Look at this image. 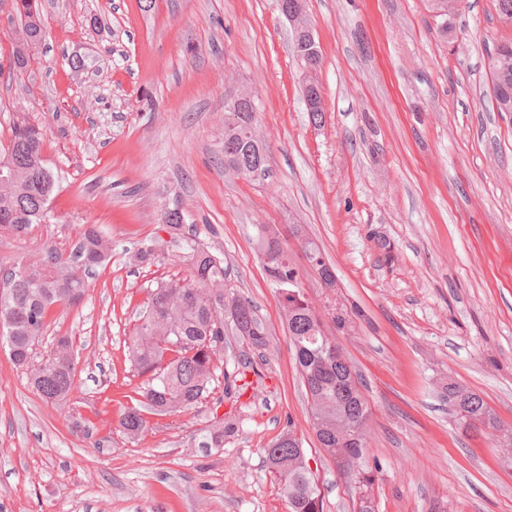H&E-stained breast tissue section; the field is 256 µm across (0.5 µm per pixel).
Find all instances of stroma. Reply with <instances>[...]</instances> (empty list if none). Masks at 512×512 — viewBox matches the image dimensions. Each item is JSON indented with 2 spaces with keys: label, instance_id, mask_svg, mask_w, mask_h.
I'll return each instance as SVG.
<instances>
[{
  "label": "stroma",
  "instance_id": "obj_1",
  "mask_svg": "<svg viewBox=\"0 0 512 512\" xmlns=\"http://www.w3.org/2000/svg\"><path fill=\"white\" fill-rule=\"evenodd\" d=\"M48 36L28 67H10L16 20L0 6V141L14 117L41 126L58 175L52 223L0 241V262L67 250L82 225L112 241V261L61 306L36 345L71 337L79 389L43 400L0 349V512H288L266 450L302 440L324 512H357L307 417L279 294L257 228L299 224L324 251L336 288L314 275L316 306L351 315L332 336L360 377L372 418L374 512H512V452L463 432L442 389L456 381L512 423V112L498 111L488 53L512 41L496 0H461L452 31L428 0H307L322 56L314 73L325 122L314 126L304 69L277 0H43ZM80 57L86 67L71 69ZM256 106L264 175L224 165V116L240 90ZM221 255L271 343L251 354L241 397L150 416L120 432L145 377L127 346L147 288L185 276L162 224ZM152 246L151 264L128 256ZM391 262H384V253ZM238 437L203 448L213 415ZM92 423L84 432L75 421Z\"/></svg>",
  "mask_w": 512,
  "mask_h": 512
}]
</instances>
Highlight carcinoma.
I'll return each mask as SVG.
<instances>
[{
  "mask_svg": "<svg viewBox=\"0 0 512 512\" xmlns=\"http://www.w3.org/2000/svg\"><path fill=\"white\" fill-rule=\"evenodd\" d=\"M12 16L17 20L19 45L13 50L11 66L26 68L30 58L22 48L41 43L46 29L39 0H10ZM460 0H430L438 33L451 31L449 19L458 11ZM494 81L496 102L506 88L512 89V43L496 45L488 56ZM260 140L254 128L242 124L236 112L224 118V165L248 175L265 171L257 163L255 145ZM12 167L9 182L0 183V238L30 233L52 219L48 202L58 178L47 167L39 127L25 118L13 121L8 143L0 148V165ZM279 230L262 225L256 249H272L277 258L264 266L272 284L279 288L280 305L288 328L298 370L307 390L308 416L320 448L336 453L337 437L357 429L358 469L352 479L362 492H371L376 475L365 462L367 424L371 408L360 390L357 373L347 362H336V343L326 336L322 322L301 286V270L293 263L287 245L279 240ZM308 267L318 280L336 285L333 267L320 247L301 239ZM183 261L188 266L184 278H171L147 288L148 305L138 320L127 347L131 371L149 379L139 405L126 409L120 419L121 431L130 439L147 429L143 411L175 414L196 407L212 394V383L224 377L225 397L240 395L247 386L245 370L231 379L221 372L215 358L224 353V333H232L247 348L255 351L269 347L270 336L250 301L228 287L224 259L193 238L184 239ZM112 261V242L95 224L83 225L76 245L69 251L52 245L44 255L28 262L15 260L0 277V346L8 349L12 363L27 371L31 384L44 399L66 406L77 389L79 374L70 339L53 341L46 357L35 355L34 345L49 325V317L61 305L77 306L82 301L86 277L97 267ZM28 273L18 274L21 267ZM448 403L456 406L465 399L466 414L455 412L465 427L483 426L494 431L492 442L512 448V426L504 424L488 403L467 387L450 381L445 387ZM240 427L231 416L213 417L204 448H222L224 442L239 435ZM287 443L270 449L269 464L282 485L288 512H324L323 497L310 470L305 451L293 431L286 432Z\"/></svg>",
  "mask_w": 512,
  "mask_h": 512,
  "instance_id": "1",
  "label": "carcinoma"
}]
</instances>
